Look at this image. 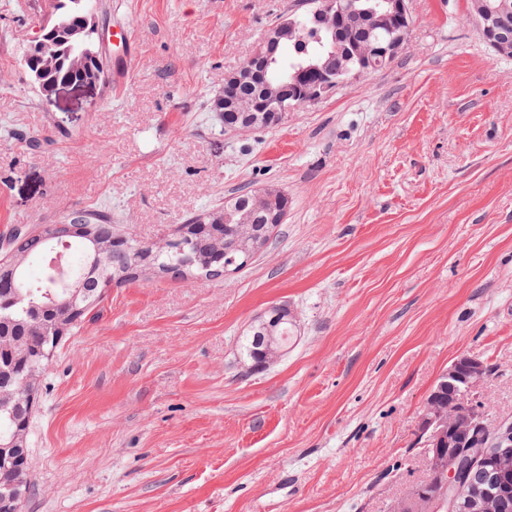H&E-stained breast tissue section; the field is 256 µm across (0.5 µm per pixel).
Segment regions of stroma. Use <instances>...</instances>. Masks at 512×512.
Instances as JSON below:
<instances>
[{
  "label": "stroma",
  "mask_w": 512,
  "mask_h": 512,
  "mask_svg": "<svg viewBox=\"0 0 512 512\" xmlns=\"http://www.w3.org/2000/svg\"><path fill=\"white\" fill-rule=\"evenodd\" d=\"M308 0H98L122 86L45 104L20 64L49 0H0V234L97 209L157 241L271 185L288 214L229 279L110 288L39 380L22 512H394L426 476L418 423L463 354L512 417V57L469 0H409L405 49L288 114L225 132L214 97ZM291 348L250 373L267 307ZM264 336H267V329L259 323L254 325L247 336H244L242 341L243 354L252 364L258 360L261 351L264 349L262 339Z\"/></svg>",
  "instance_id": "1"
}]
</instances>
